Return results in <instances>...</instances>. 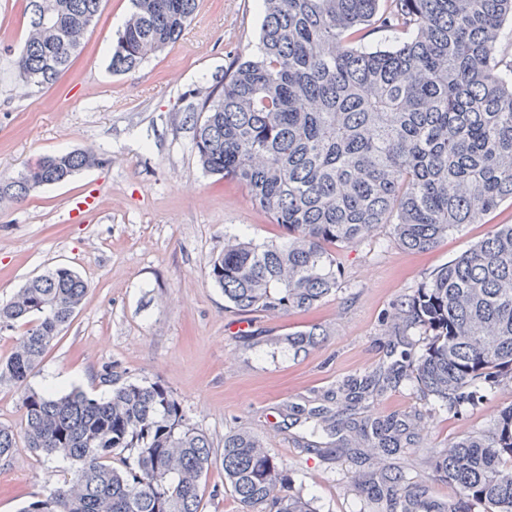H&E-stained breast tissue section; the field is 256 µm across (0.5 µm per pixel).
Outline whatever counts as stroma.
Instances as JSON below:
<instances>
[{"label":"stroma","instance_id":"35a3bbf8","mask_svg":"<svg viewBox=\"0 0 512 512\" xmlns=\"http://www.w3.org/2000/svg\"><path fill=\"white\" fill-rule=\"evenodd\" d=\"M25 6L26 0H0V176L76 149L101 160L22 203L0 202V301L57 265L89 284L80 311L26 388L57 395L78 388L100 397L116 382H162L214 453H222L225 433L247 424L316 512H385L364 486L372 462L350 451L306 449L305 441L334 438L293 408L335 409L348 380L389 363L396 339L386 318L397 296L498 225H512V204L423 253L400 248L383 227L337 249L338 288L311 312H236L208 275L211 258L223 250L225 235L266 242L281 240L283 232L245 189L202 172L187 112L234 58L256 54L260 0H201L176 44L123 75L110 70L109 50L131 5L104 0L69 70L50 90L27 95L17 88L13 66L24 45ZM88 195L94 207L75 211V198ZM314 324L323 332L319 344L305 354L289 352L284 336ZM510 403L506 386L454 413L404 380L365 405L381 416L422 417L423 431L392 463L447 501L456 490L432 469V451L489 429ZM67 468L22 446L0 457V512H20L59 486Z\"/></svg>","mask_w":512,"mask_h":512}]
</instances>
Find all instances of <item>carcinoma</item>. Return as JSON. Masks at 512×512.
<instances>
[{
	"mask_svg": "<svg viewBox=\"0 0 512 512\" xmlns=\"http://www.w3.org/2000/svg\"><path fill=\"white\" fill-rule=\"evenodd\" d=\"M102 0H27L28 32L14 61L26 90L53 86L79 53ZM112 46L115 74L136 70L176 43L200 0H131ZM258 56L233 60L191 108L202 170L229 178L285 232L282 242L224 239L209 277L241 313L309 311L336 292V247L386 226L401 248L424 252L512 201V0H263ZM385 34L371 47L368 37ZM99 163L91 151L45 156L0 178V202L71 179ZM88 292L76 271L55 266L0 303V329L25 327L0 381L23 385L74 318ZM390 328L425 337L394 368L348 386L336 413L308 415L365 447L388 478L386 512H512V404L487 431L464 433L435 453L455 485L448 503L391 467L402 447L394 420L356 417L385 382L408 377L434 401L461 411L483 391L512 384V225L503 224L401 295ZM317 327L288 333L307 352ZM24 425H0V457L18 443L75 466L21 512H202L213 443L190 425L172 390L112 384L94 398L28 389ZM224 488L239 512H315L291 489L283 464L248 427L224 435Z\"/></svg>",
	"mask_w": 512,
	"mask_h": 512,
	"instance_id": "obj_1",
	"label": "carcinoma"
}]
</instances>
